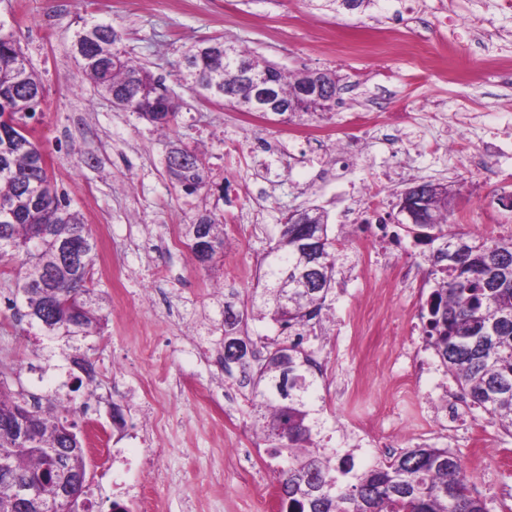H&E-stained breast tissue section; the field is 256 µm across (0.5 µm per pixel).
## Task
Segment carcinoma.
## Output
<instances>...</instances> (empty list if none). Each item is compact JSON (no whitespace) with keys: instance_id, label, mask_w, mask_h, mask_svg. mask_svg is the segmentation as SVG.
Segmentation results:
<instances>
[{"instance_id":"1","label":"carcinoma","mask_w":512,"mask_h":512,"mask_svg":"<svg viewBox=\"0 0 512 512\" xmlns=\"http://www.w3.org/2000/svg\"><path fill=\"white\" fill-rule=\"evenodd\" d=\"M0 23V262L20 261L13 304L23 316L51 321V339L79 350L72 341L98 334L103 321L94 289L96 244L82 213L50 178L29 123L42 103L44 86L13 34ZM121 33L103 21L86 22L75 33L74 57L98 90L156 127L176 124L178 104L163 80L122 51ZM267 75L276 98L288 105L296 96L297 76L215 37L190 45L178 63L181 80L199 95L229 103L243 112H258L257 89L238 67ZM332 104L309 97L286 111L287 120L322 118ZM167 172L192 194L207 186L204 158L196 150L176 147L167 156ZM435 215L430 233L416 237L444 248L428 256L435 287L420 317L424 340L471 403L484 409L492 423L512 430V238L467 242L444 233L448 200L432 195ZM309 216L326 233V257L315 273L321 287L308 289L298 278L302 262L298 241L305 224L286 218L274 244L262 256L253 287L231 289L224 309V373L249 389L252 425L270 445V456L283 458L280 512H489L471 495L472 475L449 448L417 445L358 468L355 448H325L317 441L326 422L319 376L299 345L310 322L319 318L336 272L340 251L329 236L328 214L318 208ZM187 246L196 261L202 242L209 258L224 251L223 218L204 211L186 225ZM83 244L82 263L65 261L60 245ZM268 320L281 327L270 339L250 331L249 323ZM49 408L35 410L21 392L10 390L0 371V419L12 417L27 427L30 441L17 445L11 428L0 425V469L35 478L54 457L66 464L54 480L34 485L32 505L12 507L0 491V512H49L71 474L86 467L81 429L70 419L69 401L53 396Z\"/></svg>"}]
</instances>
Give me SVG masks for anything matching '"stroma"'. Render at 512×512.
<instances>
[{
	"mask_svg": "<svg viewBox=\"0 0 512 512\" xmlns=\"http://www.w3.org/2000/svg\"><path fill=\"white\" fill-rule=\"evenodd\" d=\"M318 0H0V21L20 41L46 87L35 138L49 171L81 210L97 245L94 280L107 323L82 346L94 364L92 385L75 386L79 369L38 327L3 304L15 288L17 263L0 262V366L13 389L50 397L64 385L75 419L93 405L107 431L111 454L88 462L94 512L113 501L141 512H267L264 487L278 484L280 465L264 440H253L249 402L221 401L232 384L215 362L224 342V292L255 281L258 259L280 224L296 210L324 209L343 257L327 297L329 309L312 329L308 348L327 371L320 383L330 447H342L361 416L372 440L390 437L395 449L426 443L452 449L478 472L475 494L489 512H512V434L471 408L450 424L435 403L448 377L438 359L417 376L397 366L424 349L414 326L432 284L430 246L400 231L402 251L356 264L339 237L338 216L354 197L352 186L372 173L390 178L392 200L426 181L454 192L450 230L467 239L512 237V209L489 211L485 201L512 193V6L505 0H375L369 8H318ZM112 23L131 57L161 77L180 105L176 127L161 133L135 113L116 108L75 62L72 36L83 21ZM400 47L377 61L361 47L374 29ZM224 37L285 72H335L339 92L333 124L350 112L396 111L409 105L414 124L405 139L434 129L430 102L477 115L463 128L467 154L422 151L411 165L402 154L365 139L364 159L341 180L315 178L318 160L302 143L284 169L276 148L288 142V124L273 116L252 138L265 153H228L224 142L242 138L241 113L227 103L200 99L177 75L192 42ZM496 152L484 153L486 141ZM197 149L212 171V190L185 194L171 180L165 159L172 147ZM223 214L246 233L227 242L210 266L190 251L167 250L169 231L183 232L203 209ZM416 263L419 276L405 286L399 269ZM255 445L247 470L229 449ZM149 470L145 498H127L112 481L133 485Z\"/></svg>",
	"mask_w": 512,
	"mask_h": 512,
	"instance_id": "stroma-1",
	"label": "stroma"
}]
</instances>
